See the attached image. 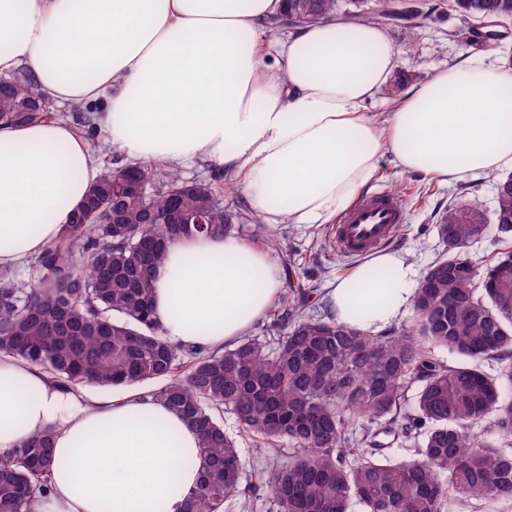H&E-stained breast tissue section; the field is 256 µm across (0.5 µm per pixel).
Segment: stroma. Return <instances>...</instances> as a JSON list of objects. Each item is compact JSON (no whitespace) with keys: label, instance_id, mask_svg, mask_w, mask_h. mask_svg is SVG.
I'll list each match as a JSON object with an SVG mask.
<instances>
[{"label":"stroma","instance_id":"35a3bbf8","mask_svg":"<svg viewBox=\"0 0 512 512\" xmlns=\"http://www.w3.org/2000/svg\"><path fill=\"white\" fill-rule=\"evenodd\" d=\"M424 2L433 10L431 17L382 22V29L397 50V65L388 83L367 103V111H390L402 95L397 88L399 76H407L410 84L415 85L429 79L437 70L478 53L499 67L512 55V21L498 27V36L490 44L475 47L468 43L471 31L476 28L474 22L448 10V0ZM497 180V174L487 173L444 184L401 172L391 157L386 156L381 160L380 173L368 189L402 197L407 219L391 248L409 252L416 272L421 274L443 251L434 228L438 211L451 203L459 206L476 204L485 211H493ZM249 223L255 228L250 244L266 249L281 267L283 290H308V313L329 318L330 312L324 301L327 288L336 279L345 277L357 264L356 259L344 256L334 248L332 225L316 228L289 223L271 225L261 223L254 215L250 216ZM222 420L225 430L239 440L242 484L246 489L245 495L226 503L224 512H277L278 507L272 501L265 481L266 453L259 451L256 438L240 432L239 423L231 411H224Z\"/></svg>","mask_w":512,"mask_h":512}]
</instances>
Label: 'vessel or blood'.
<instances>
[{"mask_svg":"<svg viewBox=\"0 0 512 512\" xmlns=\"http://www.w3.org/2000/svg\"><path fill=\"white\" fill-rule=\"evenodd\" d=\"M406 219L400 198L384 192L365 194L339 220L336 246L350 256L371 253L392 243Z\"/></svg>","mask_w":512,"mask_h":512,"instance_id":"obj_1","label":"vessel or blood"}]
</instances>
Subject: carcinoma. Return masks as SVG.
<instances>
[{"mask_svg": "<svg viewBox=\"0 0 512 512\" xmlns=\"http://www.w3.org/2000/svg\"><path fill=\"white\" fill-rule=\"evenodd\" d=\"M352 21L402 19L423 13L399 0H287L273 27L301 26L336 16ZM472 21L512 19V0H449ZM44 98L27 78H0V120L40 118ZM220 178L186 181L163 164L132 165L119 158L91 187L78 216L36 257L40 275L20 281L0 270V353L44 368L62 390L84 384L137 386L159 381L153 393L198 434L201 479L184 512H224L241 492L238 444L217 413L230 409L243 431L268 445L275 460L266 483L279 512H444L450 499L512 502V364L501 376L477 360L512 356V250L479 269L463 255L488 225L512 232V175L497 187L488 214L450 205L436 231L448 256L438 274L422 277L414 295L415 323L392 336H370L305 312V297L283 295L291 318L269 351L245 338L207 352L180 351L153 319L155 273L167 247L190 235L243 238L249 225L224 207ZM113 208L115 224L96 222ZM201 216L205 223L195 224ZM446 348L455 365L435 355ZM416 387L414 413H402ZM487 419L492 445L473 433ZM365 425L353 443L351 422ZM388 442L421 436L420 458L397 460ZM54 429L27 438L0 466V512H30L54 465ZM292 445L288 458L278 443Z\"/></svg>", "mask_w": 512, "mask_h": 512, "instance_id": "carcinoma-1", "label": "carcinoma"}]
</instances>
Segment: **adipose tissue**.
I'll return each instance as SVG.
<instances>
[{
	"label": "adipose tissue",
	"instance_id": "adipose-tissue-1",
	"mask_svg": "<svg viewBox=\"0 0 512 512\" xmlns=\"http://www.w3.org/2000/svg\"><path fill=\"white\" fill-rule=\"evenodd\" d=\"M284 0H0V76L26 72L62 107L98 104L96 131L124 155L222 168L265 223H330L380 169L458 181L512 169V73L474 55L408 90L386 119L364 110L396 66L379 25L333 18L260 33ZM104 166L62 120L0 123V266L38 255ZM408 252L370 257L329 288L336 322L365 334L412 307ZM282 271L235 237L169 247L153 311L175 347L246 336L279 299ZM54 429L51 491L32 512H181L199 479L196 433L140 391H61L0 354V458Z\"/></svg>",
	"mask_w": 512,
	"mask_h": 512
}]
</instances>
